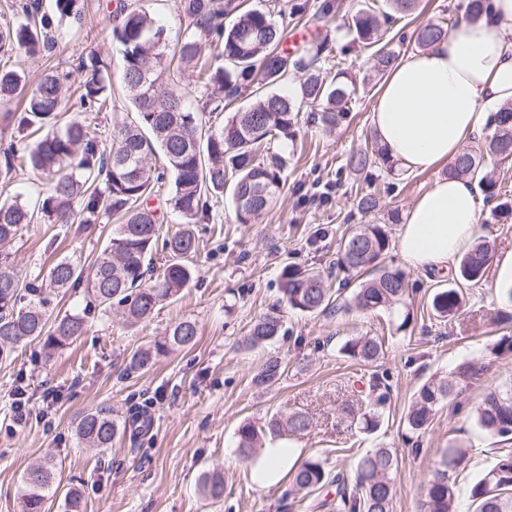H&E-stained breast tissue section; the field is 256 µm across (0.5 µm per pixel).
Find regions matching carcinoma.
<instances>
[{
    "instance_id": "cac0c4a2",
    "label": "carcinoma",
    "mask_w": 512,
    "mask_h": 512,
    "mask_svg": "<svg viewBox=\"0 0 512 512\" xmlns=\"http://www.w3.org/2000/svg\"><path fill=\"white\" fill-rule=\"evenodd\" d=\"M336 8L325 2L285 0L275 11L263 8L242 10V0H179L178 10L187 23L185 37L169 45L165 29L142 9L121 7L112 27V38L120 45L121 77L138 122L125 126L113 136L110 148L101 147L81 121L58 126L60 116L71 109V99L87 112L112 108V85L107 64L97 56H78V83L67 84L68 76L56 72L41 77L34 89L25 90L24 74L0 70V102L21 97L24 105L17 116L19 137L3 151L0 167L13 169L19 158L18 143L30 130L43 131L33 143L25 144V161L33 174L46 177L49 187L41 204L32 210L17 199L0 203V357H10L9 346L27 340L42 342L55 352L86 333L95 314L107 316L114 308L132 325L153 317L166 301L176 299L195 276L190 259L198 243L192 225L208 216L212 198L228 196L238 223L250 224L270 209L283 187L282 173L287 157L275 144L293 139L303 106L312 119L334 127L347 116L346 104L358 99L360 88L342 70L325 73L328 44L321 41L296 58L279 46L287 39L288 25L278 21L287 14L300 20L310 11L325 18ZM18 21L0 28V56L22 52L43 57L54 51V33L63 21L82 16L81 0H54V12L43 11L41 0H15ZM236 15L230 26L224 18ZM395 16L386 14L380 0H364L362 7L345 23L353 45L371 50L370 64L377 76L385 75L398 59L388 39ZM453 24L445 18L431 21L417 30L415 46L428 49L448 35ZM216 40L221 48L222 66L201 61L202 44ZM303 74L296 94L280 90L291 72ZM201 87L224 93L223 100L248 98L247 104L223 124L203 125V117L188 103V90L179 86L185 73ZM487 125L492 133L477 146H466L448 166V175L475 180L488 198L495 196L496 183L484 174L490 158H512V105L490 113ZM162 153L171 178L164 199L166 210L152 206L160 197L164 173L152 170L151 159ZM345 168L370 173L373 168L388 173L394 162L386 155L376 136L370 144L351 152ZM376 192L358 197V212L366 216L378 209ZM181 220V229L161 235L167 214ZM112 221V236L99 251L89 272L68 257L57 259L47 275L23 279L12 259V246L21 229L36 221L44 224H100ZM392 243L384 224H360L340 239L337 265L346 272L367 279L358 283L353 306L362 312L389 309L410 296L404 272L384 265ZM164 252L156 264L153 254ZM493 249L478 241L460 259L459 277L479 283L491 264ZM83 287L88 301L81 309L50 319V296L69 288ZM280 303L292 311L319 314L337 306L320 272L285 266L279 276ZM465 301L460 288H438L430 306L439 321L455 317ZM280 310L255 319L245 336L246 346L261 347L280 335ZM196 323L185 320L155 341L137 350L128 371L147 368L155 359L174 348L196 343ZM340 352L363 366H372L383 352L382 341L357 336L342 345ZM287 364L267 359L253 382L270 386L285 373ZM485 362L473 358L457 366L448 378H429L422 383L408 407L403 424L411 433L426 431L438 407L459 396L471 381L479 379ZM389 398L381 380L373 375L372 395L366 407H345L350 424L364 433L376 430ZM476 428L499 440L490 466L471 488L473 512H512V383L489 388L473 414ZM142 429L139 418L119 423L107 407L81 416L75 426L79 443L105 450L118 433L127 428ZM313 428L306 412L286 417L272 414L262 423L242 421L236 431V454L249 462L257 457L265 439H294ZM469 462V449L456 440L436 462L425 491L424 512H458L456 478ZM397 455L388 448H372L357 461L354 480L340 473L329 477L315 458L302 459L289 471L290 492L300 495L325 486L334 488L307 504L310 512H392L396 494ZM57 464L46 459L28 467L23 477L21 512H45L49 499L59 494L63 512H81L82 493L77 485L61 488ZM199 492L207 500L224 497V475L204 471Z\"/></svg>"
}]
</instances>
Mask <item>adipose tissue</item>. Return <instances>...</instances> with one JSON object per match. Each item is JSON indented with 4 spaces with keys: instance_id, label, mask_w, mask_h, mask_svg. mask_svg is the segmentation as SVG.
<instances>
[{
    "instance_id": "adipose-tissue-1",
    "label": "adipose tissue",
    "mask_w": 512,
    "mask_h": 512,
    "mask_svg": "<svg viewBox=\"0 0 512 512\" xmlns=\"http://www.w3.org/2000/svg\"><path fill=\"white\" fill-rule=\"evenodd\" d=\"M512 103V0H488L432 48L395 62L372 109V125L400 170L453 162L485 124L486 110ZM476 184L442 178L409 208L399 235L403 260L448 271L472 246Z\"/></svg>"
}]
</instances>
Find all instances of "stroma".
Segmentation results:
<instances>
[{
	"label": "stroma",
	"mask_w": 512,
	"mask_h": 512,
	"mask_svg": "<svg viewBox=\"0 0 512 512\" xmlns=\"http://www.w3.org/2000/svg\"><path fill=\"white\" fill-rule=\"evenodd\" d=\"M334 18H314L292 25L286 51L328 38V54L341 57L350 78L363 81L368 72L366 49L350 45L344 28L347 15L361 0H339ZM143 9L159 18L169 42L181 38L178 0H83L81 22H64L57 47L47 59L15 53L0 57V69L24 72L28 87L50 71L67 69L77 56L96 54L109 66L113 107L100 113H76L91 136L110 145L118 129L138 116L120 87L119 46L112 38V13L119 4ZM465 0H418L415 10L397 22L391 34L401 55L414 53L417 29L438 18H454ZM380 88L365 84L358 101L335 129L300 118L296 136L286 149L285 186L276 205L255 223L241 224L228 198L214 202L207 222L195 225L199 242L192 258L194 280L179 297L159 307L154 316L129 326L113 315L98 317L87 334L62 351L45 354L37 342L15 345L10 359L0 363V512H19L23 475L29 465L51 456L64 478L81 480L85 512H307L297 497H285V484L258 488L235 454L240 422L272 413L302 411L313 419L312 431L291 440L303 456L316 457L326 472L352 475L358 457L368 449H395L399 459L393 512H420L424 489L435 460L449 440L470 450L468 467L457 478L460 512H469V489L492 462L493 439L477 430L472 414L485 391L512 382V353L493 355L500 335H512V323L495 327V316L512 314V303L494 288V271L475 285H465L467 304L462 316L441 323L432 315L429 295L436 286H454L458 275H442L407 266L399 249L388 262L404 270L413 288L396 311L364 314L355 309L320 315L283 311V331L275 342L248 349L243 338L252 321L274 307L277 279L284 266L314 268L324 273L327 287L342 281L330 276L343 235L367 222L387 224L391 239L401 226L389 223V211L405 216L407 209L437 179L446 165L424 172L400 170L381 174L383 209L363 217L357 196L367 191L363 175L345 171L348 154L364 147L372 130L371 111ZM332 184L326 205L305 202L313 184ZM112 234L111 224H30L12 251L20 274L49 269L60 257L90 266ZM196 322V345L162 355L147 369L126 376L131 355L168 333L183 320ZM377 336L384 354L375 371L342 356L340 347L355 336ZM280 357L288 363L272 386L252 381L263 362ZM484 356L488 370L461 395L442 404L420 436L419 453L402 440L403 417L418 386L430 376L448 377L463 361ZM391 388L380 428L371 435L343 421L341 409L366 403L371 373ZM59 397L47 402L43 381ZM27 395L29 416L17 423L13 407L16 389ZM107 406L114 418L128 417L132 408L149 416L152 429L136 437L120 435L102 451L80 445L74 435L78 417ZM224 474V498L205 500L197 488L204 469Z\"/></svg>",
	"instance_id": "1"
}]
</instances>
